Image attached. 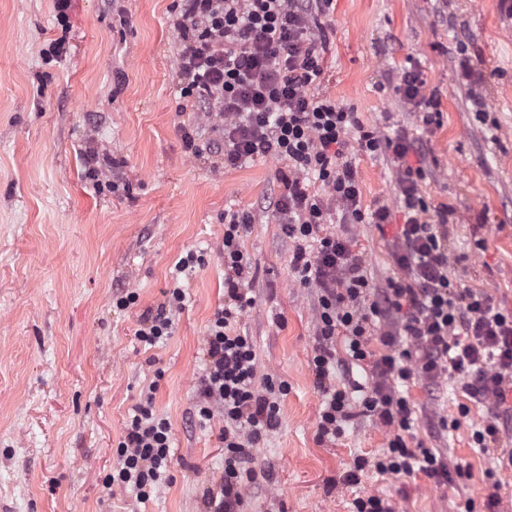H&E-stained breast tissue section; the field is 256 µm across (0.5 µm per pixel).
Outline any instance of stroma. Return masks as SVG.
<instances>
[{
	"mask_svg": "<svg viewBox=\"0 0 512 512\" xmlns=\"http://www.w3.org/2000/svg\"><path fill=\"white\" fill-rule=\"evenodd\" d=\"M175 0H0V512H206L224 476L221 419L193 417L204 343L224 303L226 210L252 223L242 248L252 265L254 304L239 322L256 342L259 377L288 384L280 425L257 449L249 512H352L354 498H389L397 512H512V470H495L473 448L484 410L471 406L457 430L439 433L434 413L456 415L461 391L410 389L417 424L409 443L435 449L456 485L422 473L399 478L344 473L356 457L385 448L389 434L357 414L343 435L320 438L324 397L311 356L318 292L290 271L293 243L268 208L282 163L224 168L196 157L180 128L209 132L217 117L181 108ZM320 91L366 126L419 137L421 190L451 211L448 247L462 282L482 285L512 312V13L501 0H335L324 19ZM416 65L440 99L442 124L423 128L398 90ZM485 101L476 111L472 90ZM364 205L393 208L391 224L351 230L374 285L396 267L388 242L397 210L393 163L354 152ZM98 169L91 178L89 169ZM119 191H112V184ZM483 249H475V240ZM196 251L202 262L176 274ZM186 299L170 338L154 348L136 332L172 283ZM138 292L128 310L112 305ZM171 424L172 479L147 502L109 491L104 479L142 391Z\"/></svg>",
	"mask_w": 512,
	"mask_h": 512,
	"instance_id": "1",
	"label": "stroma"
}]
</instances>
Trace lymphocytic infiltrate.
<instances>
[{"label":"lymphocytic infiltrate","mask_w":512,"mask_h":512,"mask_svg":"<svg viewBox=\"0 0 512 512\" xmlns=\"http://www.w3.org/2000/svg\"><path fill=\"white\" fill-rule=\"evenodd\" d=\"M333 0H180L178 70L185 95L201 112L220 117L219 139L202 144L197 129L182 127L191 153L209 147L223 153L227 168L275 158L282 191L270 202L282 234L293 240L290 270L295 282L318 289L319 320L311 361L315 383L324 395L320 437L335 438L355 410L375 418L389 433L375 460L357 457L344 480L359 484L366 469L382 476L423 473L447 485L463 478L434 449L409 446L404 437L415 423L409 397L419 382L449 381L461 386L467 401L457 417L434 414L435 431L458 429L471 405L486 409L472 441L483 451L500 450V465L512 469V448H501L505 424L512 420L506 381L512 380V312L496 306L480 285L455 276L457 260L448 250V209L431 208L421 192L422 167L416 138L364 128L356 113L319 92L325 41L320 16ZM402 97L417 109L425 127L440 126V101L425 94L419 72L402 73ZM387 155L396 172L403 224L389 244L397 268L384 287H374L366 261L351 239L327 232L329 224L392 221L388 205L367 208L350 160L352 148ZM249 216L224 214V305L215 312L205 339V364L197 381L194 414L205 422L221 417L224 478L209 512H238L250 466L259 447L280 424L277 397L286 383L258 380L252 337L237 329L254 304L251 264L241 248ZM166 302L146 317L136 335L155 346L172 334L173 310L185 292L167 289ZM360 367L369 380L353 402L336 384L337 369ZM117 464L104 480L148 500L170 477L171 427L154 411L146 392L127 420L116 448Z\"/></svg>","instance_id":"1"}]
</instances>
